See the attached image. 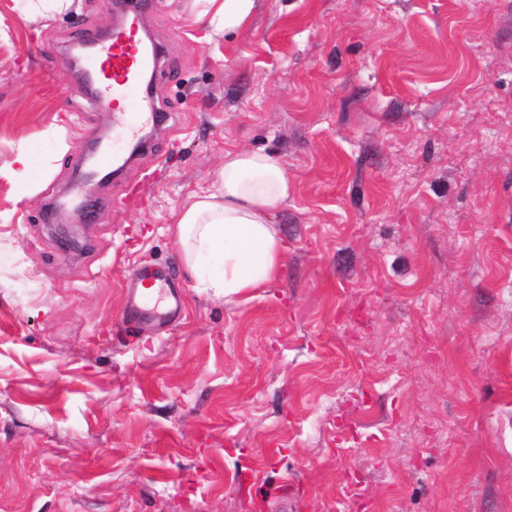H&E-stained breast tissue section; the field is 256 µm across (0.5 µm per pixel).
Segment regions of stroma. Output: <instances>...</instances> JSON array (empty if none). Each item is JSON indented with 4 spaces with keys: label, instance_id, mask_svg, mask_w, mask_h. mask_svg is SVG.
<instances>
[{
    "label": "stroma",
    "instance_id": "stroma-1",
    "mask_svg": "<svg viewBox=\"0 0 512 512\" xmlns=\"http://www.w3.org/2000/svg\"><path fill=\"white\" fill-rule=\"evenodd\" d=\"M126 2L169 119L65 252L52 207L129 145L69 54L113 0H0V512H512V0H263L228 38ZM237 148L293 189L281 276L227 301L171 226ZM143 268L179 316L133 312ZM29 16L36 19H48L55 13L74 6L75 0H25ZM7 167L12 178L21 187L28 190L37 185V181L33 177V162L27 151L19 150L7 163Z\"/></svg>",
    "mask_w": 512,
    "mask_h": 512
}]
</instances>
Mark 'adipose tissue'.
I'll return each mask as SVG.
<instances>
[{
  "label": "adipose tissue",
  "mask_w": 512,
  "mask_h": 512,
  "mask_svg": "<svg viewBox=\"0 0 512 512\" xmlns=\"http://www.w3.org/2000/svg\"><path fill=\"white\" fill-rule=\"evenodd\" d=\"M212 35L247 25L259 0H194ZM282 161L263 150H228L211 187L179 210L174 236L187 269L215 296H234L278 278L283 242L273 217L288 201Z\"/></svg>",
  "instance_id": "obj_1"
}]
</instances>
